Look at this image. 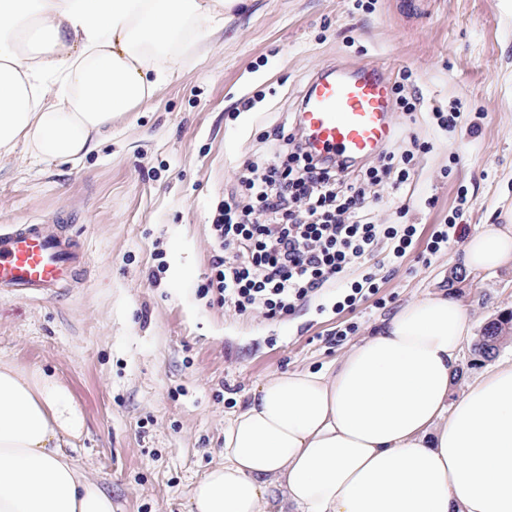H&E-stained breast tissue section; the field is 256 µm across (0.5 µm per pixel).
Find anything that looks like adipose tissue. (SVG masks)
Masks as SVG:
<instances>
[{"instance_id":"obj_1","label":"adipose tissue","mask_w":512,"mask_h":512,"mask_svg":"<svg viewBox=\"0 0 512 512\" xmlns=\"http://www.w3.org/2000/svg\"><path fill=\"white\" fill-rule=\"evenodd\" d=\"M242 0H0V157L76 162L148 103ZM468 271L512 267V224L468 237ZM462 303H402L331 370L268 377L188 512H512V362L449 402ZM69 388L0 364V512H113L70 454Z\"/></svg>"}]
</instances>
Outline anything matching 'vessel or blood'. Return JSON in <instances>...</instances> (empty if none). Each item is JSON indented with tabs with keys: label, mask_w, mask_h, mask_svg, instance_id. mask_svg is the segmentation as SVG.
Segmentation results:
<instances>
[{
	"label": "vessel or blood",
	"mask_w": 512,
	"mask_h": 512,
	"mask_svg": "<svg viewBox=\"0 0 512 512\" xmlns=\"http://www.w3.org/2000/svg\"><path fill=\"white\" fill-rule=\"evenodd\" d=\"M313 149L344 162L375 156L393 135L391 84L381 66L333 65L309 81L297 115ZM49 217L0 230V291L54 293L75 278L85 252Z\"/></svg>",
	"instance_id": "1"
}]
</instances>
